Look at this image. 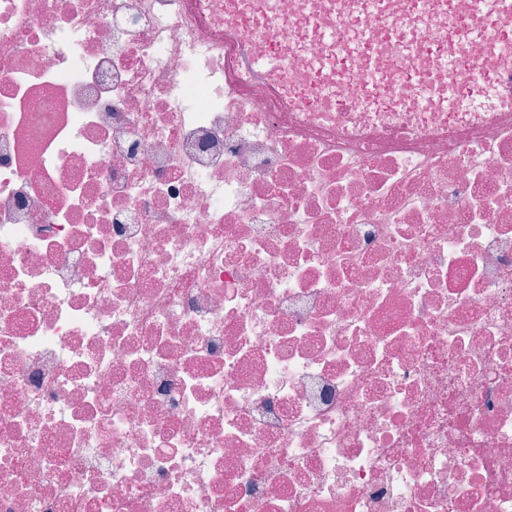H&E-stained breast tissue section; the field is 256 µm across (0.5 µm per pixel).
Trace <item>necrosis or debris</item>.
<instances>
[{"mask_svg": "<svg viewBox=\"0 0 512 512\" xmlns=\"http://www.w3.org/2000/svg\"><path fill=\"white\" fill-rule=\"evenodd\" d=\"M224 0H0V512H512V134L478 0L376 91ZM340 30L380 35L367 0ZM451 79L441 111L422 71ZM215 47L224 55V77L231 86H234V77L238 82L244 83L242 76L245 74L263 76L279 72L284 77V68L277 58L250 54L246 41L240 34L224 32V41L215 43Z\"/></svg>", "mask_w": 512, "mask_h": 512, "instance_id": "4bbe7bcc", "label": "necrosis or debris"}]
</instances>
